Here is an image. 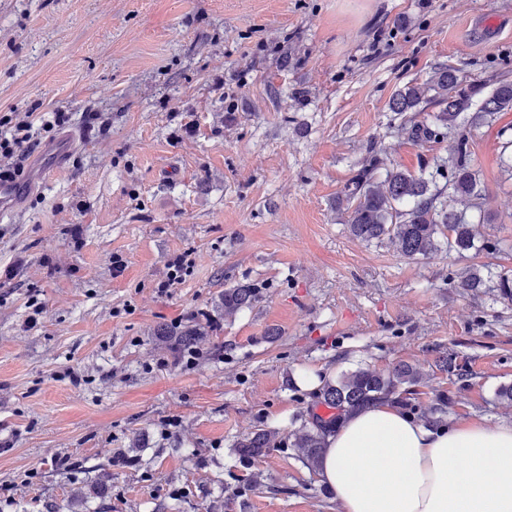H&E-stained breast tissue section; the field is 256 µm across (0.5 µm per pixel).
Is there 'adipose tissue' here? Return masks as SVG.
<instances>
[{
  "instance_id": "ef3b65f1",
  "label": "adipose tissue",
  "mask_w": 512,
  "mask_h": 512,
  "mask_svg": "<svg viewBox=\"0 0 512 512\" xmlns=\"http://www.w3.org/2000/svg\"><path fill=\"white\" fill-rule=\"evenodd\" d=\"M341 512H512V420L430 426L380 404L326 439Z\"/></svg>"
}]
</instances>
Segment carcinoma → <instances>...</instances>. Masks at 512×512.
<instances>
[{
  "mask_svg": "<svg viewBox=\"0 0 512 512\" xmlns=\"http://www.w3.org/2000/svg\"><path fill=\"white\" fill-rule=\"evenodd\" d=\"M485 86L465 85L451 67H444L422 83L405 86L389 102L398 133L413 142L450 143L451 156L434 160L433 169L413 173L402 168L382 170L383 161L374 145L357 173L345 184L338 205L348 214L349 232L356 239L371 243L389 239L403 255L411 259L427 258L445 250L463 255L471 250L500 253L511 251L512 244L495 240L478 242L477 231L454 203L461 202L481 211L482 189L471 164L467 125L490 122L500 112L512 110V80L497 77L491 92ZM435 106L438 111L420 119L422 112ZM457 287L479 295L495 289L504 299H512V278L494 270L490 264L469 267L457 276ZM260 289L238 284L224 289L221 307L232 315L258 302ZM162 335L175 349H189L208 335V327L187 324ZM423 379L415 367L399 363L380 373L359 367L324 381L321 404L337 411L330 420L316 418L310 427L293 433V446L305 465L318 469L325 448L326 434L344 416L391 401L410 406L411 387ZM280 432L259 429L238 440L237 452L244 458H256L277 446Z\"/></svg>",
  "mask_w": 512,
  "mask_h": 512,
  "instance_id": "1",
  "label": "carcinoma"
}]
</instances>
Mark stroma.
Instances as JSON below:
<instances>
[{"mask_svg": "<svg viewBox=\"0 0 512 512\" xmlns=\"http://www.w3.org/2000/svg\"><path fill=\"white\" fill-rule=\"evenodd\" d=\"M506 59L512 0H0V117L61 108L85 133L53 173L35 161L58 133L27 143L0 216V512L77 489L86 512H338L290 438L329 414L305 371L404 362L425 375L415 417L444 396L449 420H512V300L448 281L512 272V252L412 260L336 205L370 143L390 168L448 157L390 129L399 89L448 65L483 84ZM511 138L512 111L471 131L492 240L512 241ZM176 253L187 274L161 289ZM238 284L260 300L225 315ZM192 320L195 355L158 334ZM259 428L284 439L241 458Z\"/></svg>", "mask_w": 512, "mask_h": 512, "instance_id": "1", "label": "stroma"}]
</instances>
